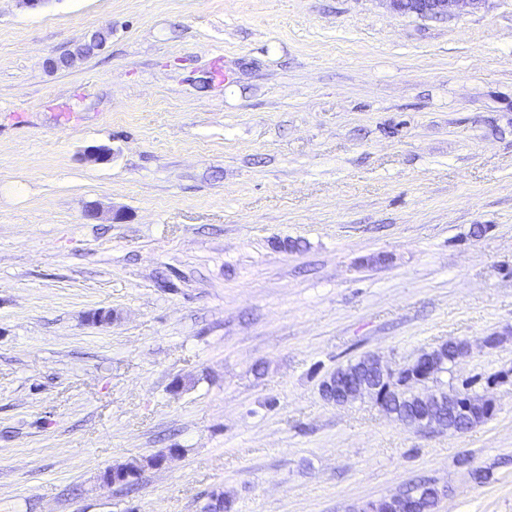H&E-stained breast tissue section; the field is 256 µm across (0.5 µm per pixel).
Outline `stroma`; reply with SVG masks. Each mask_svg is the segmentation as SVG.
<instances>
[{"mask_svg": "<svg viewBox=\"0 0 512 512\" xmlns=\"http://www.w3.org/2000/svg\"><path fill=\"white\" fill-rule=\"evenodd\" d=\"M453 338L437 386L496 404L469 431L321 392ZM419 479L512 512V0H0V512H356ZM396 14L447 17L462 7L478 10L487 0H386Z\"/></svg>", "mask_w": 512, "mask_h": 512, "instance_id": "stroma-1", "label": "stroma"}]
</instances>
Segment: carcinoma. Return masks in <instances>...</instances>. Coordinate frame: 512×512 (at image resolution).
<instances>
[{
    "instance_id": "1",
    "label": "carcinoma",
    "mask_w": 512,
    "mask_h": 512,
    "mask_svg": "<svg viewBox=\"0 0 512 512\" xmlns=\"http://www.w3.org/2000/svg\"><path fill=\"white\" fill-rule=\"evenodd\" d=\"M461 343L454 339L425 351L393 376H383L371 355L337 367L334 375L344 385L361 384L373 389L380 407L406 426L463 432L493 418L496 409L467 392L440 390L430 400H423L414 392L416 386L434 381L437 374L448 370ZM432 493V484L420 481L406 495L419 502V512H433Z\"/></svg>"
}]
</instances>
